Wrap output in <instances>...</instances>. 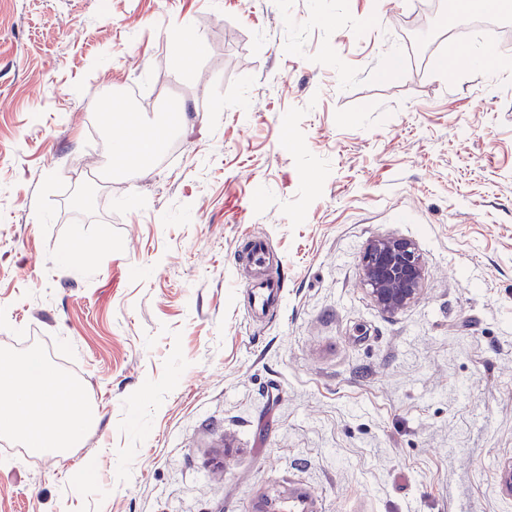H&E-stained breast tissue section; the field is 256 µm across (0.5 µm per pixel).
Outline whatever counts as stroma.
Wrapping results in <instances>:
<instances>
[{
  "instance_id": "obj_1",
  "label": "stroma",
  "mask_w": 512,
  "mask_h": 512,
  "mask_svg": "<svg viewBox=\"0 0 512 512\" xmlns=\"http://www.w3.org/2000/svg\"><path fill=\"white\" fill-rule=\"evenodd\" d=\"M423 0H0V355L98 420L0 445V512H512V15ZM185 113L102 181L98 107ZM281 265L251 311L243 236ZM414 240L421 297L367 296ZM81 242L78 258L67 248ZM364 289L382 312L398 313L421 296L426 263L415 242L396 236L377 237L361 259ZM251 288H253L254 307L263 310L271 304V301L280 297L283 283L278 277L263 279L253 284Z\"/></svg>"
}]
</instances>
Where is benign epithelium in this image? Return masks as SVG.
Listing matches in <instances>:
<instances>
[{"label": "benign epithelium", "mask_w": 512, "mask_h": 512, "mask_svg": "<svg viewBox=\"0 0 512 512\" xmlns=\"http://www.w3.org/2000/svg\"><path fill=\"white\" fill-rule=\"evenodd\" d=\"M362 282L375 306L398 313L421 296L426 263L415 242L396 236L377 237L367 244L361 259Z\"/></svg>", "instance_id": "obj_1"}]
</instances>
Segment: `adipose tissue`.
Returning a JSON list of instances; mask_svg holds the SVG:
<instances>
[{
  "label": "adipose tissue",
  "instance_id": "obj_1",
  "mask_svg": "<svg viewBox=\"0 0 512 512\" xmlns=\"http://www.w3.org/2000/svg\"><path fill=\"white\" fill-rule=\"evenodd\" d=\"M0 397L8 399V413L0 415V430L32 442L36 449L62 452L73 447L81 431L93 424L95 414L75 384L45 369L33 373L30 358L15 360L0 379ZM54 426L52 434L43 422Z\"/></svg>",
  "mask_w": 512,
  "mask_h": 512
}]
</instances>
